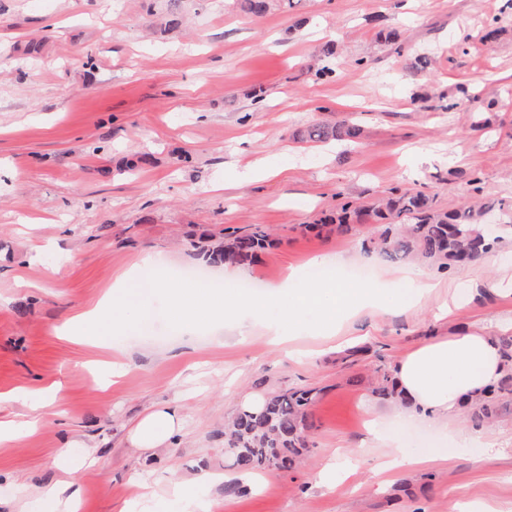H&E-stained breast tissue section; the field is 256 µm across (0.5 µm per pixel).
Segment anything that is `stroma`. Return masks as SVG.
Listing matches in <instances>:
<instances>
[{
	"label": "stroma",
	"mask_w": 512,
	"mask_h": 512,
	"mask_svg": "<svg viewBox=\"0 0 512 512\" xmlns=\"http://www.w3.org/2000/svg\"><path fill=\"white\" fill-rule=\"evenodd\" d=\"M382 29L399 33L404 54L377 41ZM330 46L337 76L316 79ZM506 89L512 0H293L259 20L238 0H0V394L58 383L63 396L36 421L27 402L0 404L18 430L0 445V512H22L61 479L55 457L68 440L96 459L71 475L79 512H123L140 493L136 474L153 512L196 498L210 512H512V410L487 429L501 455L415 466L447 439L398 418V402L370 388L425 341L512 323V293L492 292L500 273L484 262L429 269L439 287L424 303L365 314L347 335L300 341L295 355L269 345L260 324L242 342L220 323L170 327L140 278L123 290L139 322L115 335L101 318L104 349L64 329L138 261L198 269L200 236L256 224L275 242L239 279L259 292L321 255L337 268L353 256L380 278L394 265L370 244L378 225L319 236L309 225L343 203L407 191L458 209L474 177L483 199L512 200ZM344 119L361 127L358 143L297 138ZM457 288L464 300L439 317ZM359 344L368 353L342 365ZM113 360L121 376L98 381L94 365ZM297 387L320 391L301 466L244 482L224 466L225 421L245 396ZM175 398L184 424L174 446L132 447L137 423ZM373 426L397 441L393 470ZM338 453L359 468L324 489L318 473Z\"/></svg>",
	"instance_id": "stroma-1"
}]
</instances>
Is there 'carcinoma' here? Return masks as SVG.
<instances>
[{
  "label": "carcinoma",
  "instance_id": "cac0c4a2",
  "mask_svg": "<svg viewBox=\"0 0 512 512\" xmlns=\"http://www.w3.org/2000/svg\"><path fill=\"white\" fill-rule=\"evenodd\" d=\"M254 19L290 6V0H241ZM361 128L349 120L334 124L316 123L300 131V140L313 143L355 142ZM396 224L377 239V246L390 261L415 260L449 271L479 260L512 231V204L503 201L470 204L449 212L432 206L426 194L409 192L389 198L378 207L351 208L341 205L334 230L344 235L350 222L365 218ZM272 244L267 229L256 226L248 233L232 232L224 241L204 249L208 265H247ZM317 397L313 389H295L269 396L256 412H238L224 426V450L228 467L240 471L258 469L291 470L308 448V410ZM512 400V373H506L493 389L468 401V416L476 427L489 424L498 411Z\"/></svg>",
  "mask_w": 512,
  "mask_h": 512
}]
</instances>
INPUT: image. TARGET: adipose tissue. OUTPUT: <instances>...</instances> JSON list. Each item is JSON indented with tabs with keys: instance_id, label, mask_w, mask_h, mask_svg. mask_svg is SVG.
Wrapping results in <instances>:
<instances>
[{
	"instance_id": "adipose-tissue-1",
	"label": "adipose tissue",
	"mask_w": 512,
	"mask_h": 512,
	"mask_svg": "<svg viewBox=\"0 0 512 512\" xmlns=\"http://www.w3.org/2000/svg\"><path fill=\"white\" fill-rule=\"evenodd\" d=\"M498 340L482 329L433 339L401 357L393 370L396 390L409 415L443 424L458 449L493 454L495 445L482 434H463L457 416L467 400L481 395L507 372ZM183 428L182 407L172 400L143 417L133 447L157 449L174 442Z\"/></svg>"
}]
</instances>
